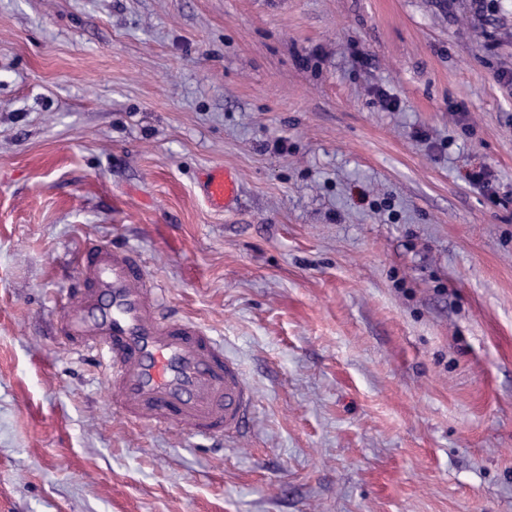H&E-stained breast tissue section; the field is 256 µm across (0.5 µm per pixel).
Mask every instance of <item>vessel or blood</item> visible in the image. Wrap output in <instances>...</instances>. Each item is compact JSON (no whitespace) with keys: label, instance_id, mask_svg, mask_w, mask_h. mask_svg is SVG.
Here are the masks:
<instances>
[{"label":"vessel or blood","instance_id":"1","mask_svg":"<svg viewBox=\"0 0 512 512\" xmlns=\"http://www.w3.org/2000/svg\"><path fill=\"white\" fill-rule=\"evenodd\" d=\"M204 194L227 207L237 180L225 168L212 169ZM161 295L137 253L95 245L81 256L58 332L74 352L108 362L114 404L130 423L235 437L255 407L252 387L205 327L161 314Z\"/></svg>","mask_w":512,"mask_h":512}]
</instances>
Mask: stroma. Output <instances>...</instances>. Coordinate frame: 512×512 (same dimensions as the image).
<instances>
[{"label":"stroma","mask_w":512,"mask_h":512,"mask_svg":"<svg viewBox=\"0 0 512 512\" xmlns=\"http://www.w3.org/2000/svg\"><path fill=\"white\" fill-rule=\"evenodd\" d=\"M506 72L512 0H0V512H512ZM91 243L223 339L237 440L56 335ZM204 194L211 204L226 208L237 197V180L224 167L214 168L207 174Z\"/></svg>","instance_id":"obj_1"}]
</instances>
